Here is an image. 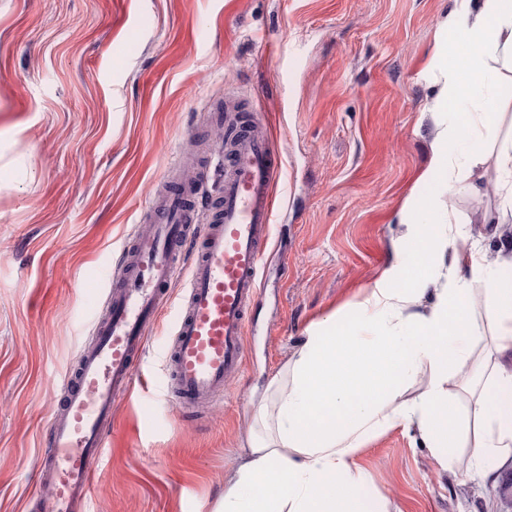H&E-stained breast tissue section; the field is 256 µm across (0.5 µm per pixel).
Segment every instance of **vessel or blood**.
Wrapping results in <instances>:
<instances>
[{
  "instance_id": "obj_1",
  "label": "vessel or blood",
  "mask_w": 512,
  "mask_h": 512,
  "mask_svg": "<svg viewBox=\"0 0 512 512\" xmlns=\"http://www.w3.org/2000/svg\"><path fill=\"white\" fill-rule=\"evenodd\" d=\"M222 153L218 195L206 188L208 164L182 162L176 189L161 191L123 246L107 316L92 324L93 339L82 345L49 421L36 462L48 490L33 495L36 512H78L93 493L112 410L137 379L136 359L159 328L178 275L186 277V294L166 357L176 408L211 406L243 367L279 162L257 118L228 135Z\"/></svg>"
}]
</instances>
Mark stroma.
I'll list each match as a JSON object with an SVG mask.
<instances>
[{
    "label": "stroma",
    "instance_id": "stroma-1",
    "mask_svg": "<svg viewBox=\"0 0 512 512\" xmlns=\"http://www.w3.org/2000/svg\"><path fill=\"white\" fill-rule=\"evenodd\" d=\"M449 0H0V512H32L41 437L102 314L121 249L182 155L212 164L208 113L259 102L282 158L275 224L250 311L245 368L205 412L166 393L170 326L150 335L140 379L112 415L84 512H211L240 451L251 400L304 341L346 313L392 262L397 215L422 202L435 97L429 69ZM443 194L459 243L499 246V140ZM366 503L400 512H499L484 484L442 468L403 428L359 459Z\"/></svg>",
    "mask_w": 512,
    "mask_h": 512
}]
</instances>
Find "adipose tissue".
<instances>
[{"label":"adipose tissue","mask_w":512,"mask_h":512,"mask_svg":"<svg viewBox=\"0 0 512 512\" xmlns=\"http://www.w3.org/2000/svg\"><path fill=\"white\" fill-rule=\"evenodd\" d=\"M430 66L438 89L429 112V158L417 183L448 190L457 169L481 161L512 70V0H450ZM393 263L356 304L310 323L304 343L257 397L237 465L224 474L213 512H364L367 445L401 426L439 465L469 449L465 471L512 461V230L495 257L451 235L418 234V210ZM490 312L480 334L471 300ZM486 353H477L480 343ZM415 397H408L411 387Z\"/></svg>","instance_id":"ef3b65f1"}]
</instances>
